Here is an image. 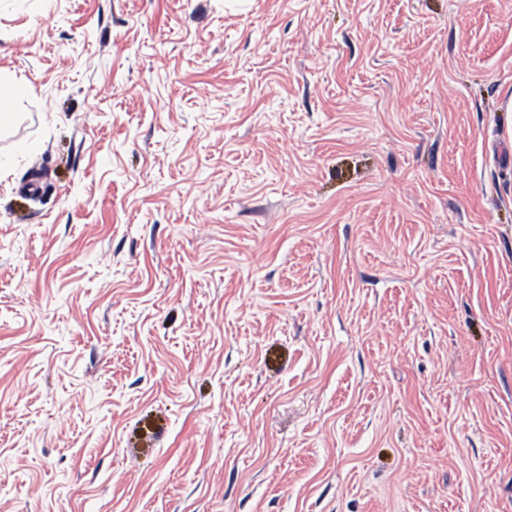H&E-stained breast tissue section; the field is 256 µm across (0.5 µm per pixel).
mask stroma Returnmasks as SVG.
<instances>
[{
	"label": "stroma",
	"instance_id": "1",
	"mask_svg": "<svg viewBox=\"0 0 512 512\" xmlns=\"http://www.w3.org/2000/svg\"><path fill=\"white\" fill-rule=\"evenodd\" d=\"M0 512H512V0H0Z\"/></svg>",
	"mask_w": 512,
	"mask_h": 512
}]
</instances>
